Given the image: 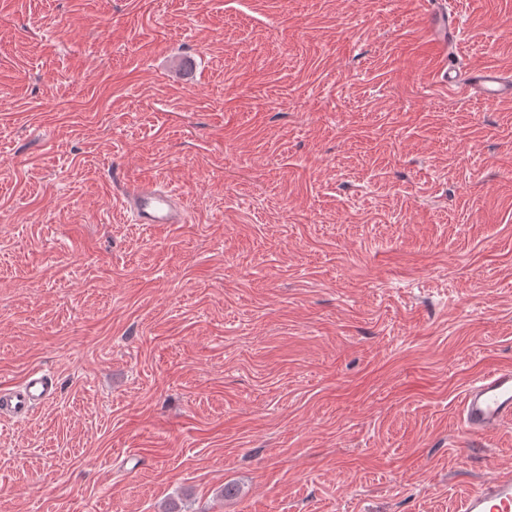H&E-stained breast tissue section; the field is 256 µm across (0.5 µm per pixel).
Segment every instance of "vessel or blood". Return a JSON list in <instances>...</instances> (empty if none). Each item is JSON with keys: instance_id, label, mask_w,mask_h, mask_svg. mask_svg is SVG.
I'll list each match as a JSON object with an SVG mask.
<instances>
[{"instance_id": "obj_1", "label": "vessel or blood", "mask_w": 512, "mask_h": 512, "mask_svg": "<svg viewBox=\"0 0 512 512\" xmlns=\"http://www.w3.org/2000/svg\"><path fill=\"white\" fill-rule=\"evenodd\" d=\"M427 30L441 50L457 44V15L434 0L427 12ZM437 80L449 91L491 107L512 99V76L493 67L461 68L445 61ZM122 208L132 224H184L188 213L181 199L167 185L152 179H121ZM54 377L40 369L29 371L16 387L0 388V418L18 422L54 399ZM463 427L478 437L512 421V369L486 371L464 393L461 402ZM459 512H512V470L481 481L462 500Z\"/></svg>"}]
</instances>
